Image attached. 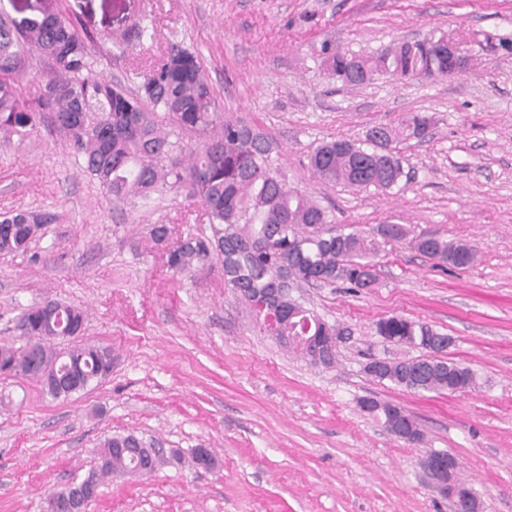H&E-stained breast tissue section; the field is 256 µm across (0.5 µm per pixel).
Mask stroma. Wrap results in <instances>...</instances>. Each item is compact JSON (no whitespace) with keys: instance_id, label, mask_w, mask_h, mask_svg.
<instances>
[{"instance_id":"obj_1","label":"stroma","mask_w":512,"mask_h":512,"mask_svg":"<svg viewBox=\"0 0 512 512\" xmlns=\"http://www.w3.org/2000/svg\"><path fill=\"white\" fill-rule=\"evenodd\" d=\"M89 39L94 74L135 91L178 45L196 53L223 119L257 126L290 186L323 206L332 229L408 224L474 245L468 268H444L404 243L377 258L376 288L305 284L306 307L344 331L336 364L315 367L261 332L220 269L169 270L148 229L208 233L202 203L180 188L150 205L118 203L44 117L0 130V213L53 214L26 251L0 252V342L23 344L20 314L44 300L85 313L84 341L112 369L68 398L0 375V512H43L46 497L96 464L107 437L134 433L181 461L106 483L85 512H453L421 461L453 453L482 512H512V0H58ZM442 33L461 39L466 72L436 80L376 77L346 87L324 46L378 53ZM407 112L433 122L399 144V188L351 189L308 167L321 142L357 139ZM453 336L450 359L477 375L463 393L414 394L364 371L408 355L376 325L390 316ZM403 406L424 438L389 434L358 406ZM213 451L209 470L192 449Z\"/></svg>"}]
</instances>
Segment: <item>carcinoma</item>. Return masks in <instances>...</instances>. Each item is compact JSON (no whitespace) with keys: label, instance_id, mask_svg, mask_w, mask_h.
I'll list each match as a JSON object with an SVG mask.
<instances>
[{"label":"carcinoma","instance_id":"cac0c4a2","mask_svg":"<svg viewBox=\"0 0 512 512\" xmlns=\"http://www.w3.org/2000/svg\"><path fill=\"white\" fill-rule=\"evenodd\" d=\"M31 13L19 20L0 17V129L27 132L35 128L41 113L54 118L72 142L84 168L102 190L117 202L146 200L162 186L182 187L191 183L190 196L205 207L210 235L192 236L167 256L176 272L206 267L216 261L231 288L248 306L259 305L278 289L277 343L305 358L296 337L303 335L300 319L290 317V289L303 283L368 289L377 281V262L384 244L408 241L411 248L438 265L467 268L476 250L466 243L448 242L432 236H413L405 224H379L368 230L353 229L331 234L324 209L310 196L288 186L274 164L273 146L260 129L240 120H226L213 133L218 114L214 90L198 56L173 46L168 57L143 75L136 91L114 87L92 73L86 36L56 4V0H34ZM401 42L385 51L366 55L338 49L325 58L336 81L344 86L367 84L388 74L398 79L444 78L448 74V52L437 42ZM34 47L51 63L47 79L50 95L36 99L23 95L24 73L21 49ZM165 118L178 129L206 137L183 165L178 142L161 127ZM432 117L408 112L395 126L368 129L363 138H336L318 145L309 155L312 173L323 183L356 189L390 190L407 176L404 161L393 144L422 139ZM52 217L23 210L0 214V252L26 250L35 237L38 222ZM17 328L27 342L15 347L0 345V367L10 374L41 384L54 399L70 396L47 383L55 372L76 370L80 390L99 378L103 354L110 348L80 344L65 352L49 339L54 330L40 307L26 309ZM377 333L399 347L425 353L441 333L430 326L392 316L377 324ZM366 374L414 393L463 392L477 384L475 373L453 360L414 361L396 357L371 362ZM372 417L395 437L408 433L423 438L415 419L404 408L371 397ZM98 464L91 470L97 483L114 477H136L141 469L153 473L162 463L160 450L133 433L107 438L98 448Z\"/></svg>","mask_w":512,"mask_h":512}]
</instances>
